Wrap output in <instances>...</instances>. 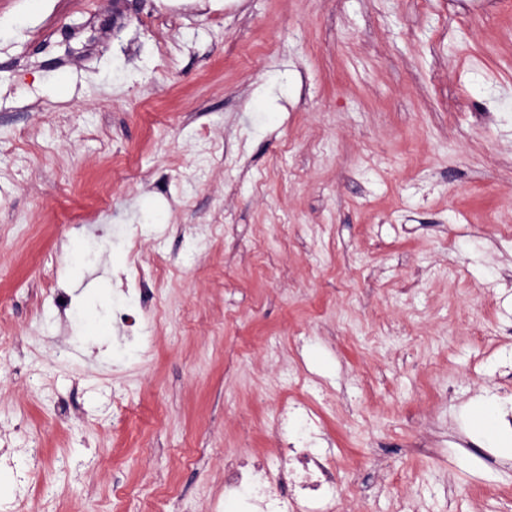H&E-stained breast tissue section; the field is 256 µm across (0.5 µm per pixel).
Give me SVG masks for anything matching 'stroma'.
<instances>
[{
    "label": "stroma",
    "mask_w": 512,
    "mask_h": 512,
    "mask_svg": "<svg viewBox=\"0 0 512 512\" xmlns=\"http://www.w3.org/2000/svg\"><path fill=\"white\" fill-rule=\"evenodd\" d=\"M502 224L512 0H0V512H236L285 400L336 512H512Z\"/></svg>",
    "instance_id": "stroma-1"
}]
</instances>
